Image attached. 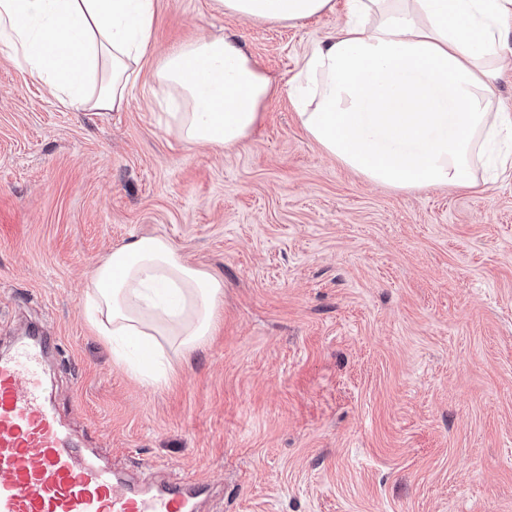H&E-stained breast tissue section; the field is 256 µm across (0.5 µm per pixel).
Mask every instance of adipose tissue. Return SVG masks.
<instances>
[{
	"mask_svg": "<svg viewBox=\"0 0 512 512\" xmlns=\"http://www.w3.org/2000/svg\"><path fill=\"white\" fill-rule=\"evenodd\" d=\"M225 13L300 23L333 0H218ZM157 0H0V44L64 107L118 111L152 41ZM336 34L306 54L289 93L307 136L367 181L397 190L474 188L490 144L512 138L493 81L512 34V0H346ZM168 126L190 146L235 148L252 136L272 79L231 37L200 36L155 69ZM224 281L142 236L95 267L85 310L115 363L167 385L175 359L205 347Z\"/></svg>",
	"mask_w": 512,
	"mask_h": 512,
	"instance_id": "ef3b65f1",
	"label": "adipose tissue"
}]
</instances>
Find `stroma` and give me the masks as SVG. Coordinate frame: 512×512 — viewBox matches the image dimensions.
Here are the masks:
<instances>
[{"label": "stroma", "instance_id": "stroma-1", "mask_svg": "<svg viewBox=\"0 0 512 512\" xmlns=\"http://www.w3.org/2000/svg\"><path fill=\"white\" fill-rule=\"evenodd\" d=\"M335 11L296 25L158 0L119 112L65 109L0 45V351L56 337L45 392L82 447L197 512H512V169L402 191L328 158L286 90ZM236 39L280 86L250 140L178 139L155 63ZM166 237L224 280L220 325L161 388L84 313L114 249Z\"/></svg>", "mask_w": 512, "mask_h": 512}]
</instances>
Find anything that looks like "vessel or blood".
<instances>
[{
  "mask_svg": "<svg viewBox=\"0 0 512 512\" xmlns=\"http://www.w3.org/2000/svg\"><path fill=\"white\" fill-rule=\"evenodd\" d=\"M54 344L26 336L0 357V512H193L181 486L137 487L75 447L43 392Z\"/></svg>",
  "mask_w": 512,
  "mask_h": 512,
  "instance_id": "obj_1",
  "label": "vessel or blood"
}]
</instances>
